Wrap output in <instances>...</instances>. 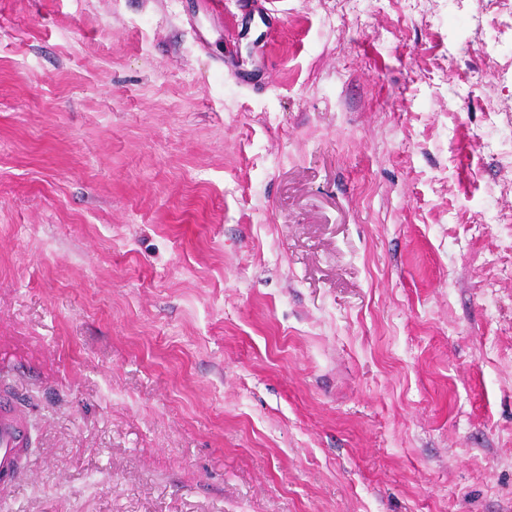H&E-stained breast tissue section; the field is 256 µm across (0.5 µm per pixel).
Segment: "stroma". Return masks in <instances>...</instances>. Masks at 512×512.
Listing matches in <instances>:
<instances>
[{"label":"stroma","mask_w":512,"mask_h":512,"mask_svg":"<svg viewBox=\"0 0 512 512\" xmlns=\"http://www.w3.org/2000/svg\"><path fill=\"white\" fill-rule=\"evenodd\" d=\"M512 5L0 0V512H512ZM33 443L30 417L18 395L0 380V491L13 489L28 472Z\"/></svg>","instance_id":"obj_1"}]
</instances>
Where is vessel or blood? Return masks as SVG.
I'll use <instances>...</instances> for the list:
<instances>
[{
	"instance_id": "b4317fda",
	"label": "vessel or blood",
	"mask_w": 512,
	"mask_h": 512,
	"mask_svg": "<svg viewBox=\"0 0 512 512\" xmlns=\"http://www.w3.org/2000/svg\"><path fill=\"white\" fill-rule=\"evenodd\" d=\"M33 429L17 394L0 382V491L13 489L28 472Z\"/></svg>"
}]
</instances>
